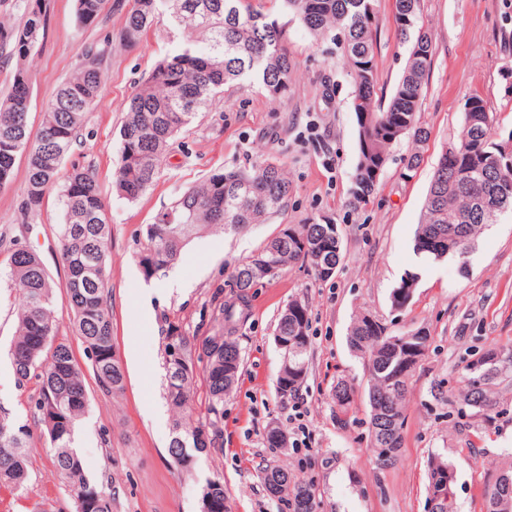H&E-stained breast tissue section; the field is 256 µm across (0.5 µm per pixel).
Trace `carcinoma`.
Here are the masks:
<instances>
[{
  "instance_id": "cac0c4a2",
  "label": "carcinoma",
  "mask_w": 512,
  "mask_h": 512,
  "mask_svg": "<svg viewBox=\"0 0 512 512\" xmlns=\"http://www.w3.org/2000/svg\"><path fill=\"white\" fill-rule=\"evenodd\" d=\"M105 0H75L76 21L93 24ZM241 0H133L126 11L122 40L137 44L156 14L167 11L185 34L184 43L158 61L142 78L130 100L120 130V162L113 185L119 196L137 201L154 184L161 159L174 138L190 128L198 112L229 82L259 81L270 100L288 89L295 62L284 45V30L261 12L241 10ZM317 39L334 33L342 43L345 65L354 83V111L358 125L359 161L353 198L360 203L375 189L376 171L382 170L387 151L410 135L428 138L418 125L424 85L433 61L429 35L418 26L420 0H394L395 23L407 43L403 74L388 103L378 95L375 61L377 34L376 0H282ZM47 4L27 0L26 20L21 27L0 22V53L14 62L12 82L0 101V189L9 185L18 154H28L27 193L24 208L36 212L47 193L60 187L65 214L58 225L61 259L67 269L63 288L73 322L85 344L99 387L106 393L123 389L124 375L114 360L112 319L108 304L111 278L108 223L95 173L89 167L63 170V160L76 142L89 111L99 96L103 80V52L89 48L74 73L48 101L42 127L30 142L31 73L27 62L44 39ZM473 109L463 111L457 140L441 152L425 200L415 237L417 255L433 260L456 258L466 265L483 227L497 223L512 208V164L501 161L503 144L493 139L494 119L479 96L469 98ZM248 185L246 200L236 192ZM291 184L283 165L268 162L253 173H213L184 192L173 205L144 229L147 247L139 264L152 276L168 269L181 249L201 228L220 225L235 229L254 224L280 210ZM341 259V232L336 224L290 225L258 253L237 266L232 274L236 294L223 308L227 327L202 341L176 331L165 337L163 354L166 398L177 418L168 452L176 464L190 457L191 449H222L224 396L233 388L241 365L234 338L233 318L244 317L248 291L264 280L256 276L262 261L274 272L295 264L312 268L317 277L328 278L326 262L337 266ZM12 278L18 292L17 325L9 354L18 382L31 380L39 389L32 408L33 423L44 428L55 448L56 468L70 488L76 512H112V492L86 477L82 459L74 448V435L86 413L88 392L83 370L68 343L55 339L53 294L56 285L41 259L13 243ZM418 279L409 272L393 289L391 304L409 305ZM310 318L281 315L277 329L288 337V390L277 388L284 400L303 382L310 347ZM385 326L372 316H355L347 342L366 363L370 405V434L376 465L384 469L393 460H382L384 449L401 448L404 408L411 377H401L402 355L387 346ZM506 353L491 348L466 368L467 391L463 402L490 421L498 413L494 387L504 369ZM508 361H512V353ZM202 365L208 382L206 422L192 424L186 409L196 365ZM336 423L345 426L353 409L355 390L345 379L332 388ZM31 427L18 425L8 412H0V484L24 487L29 480ZM439 477L456 488V475L448 460L431 458L427 480ZM269 496L288 501L293 512H314L315 492L288 471L269 470ZM486 512H503L512 502V466L504 468L483 490ZM224 498V485L210 479L201 489V510L208 502Z\"/></svg>"
}]
</instances>
